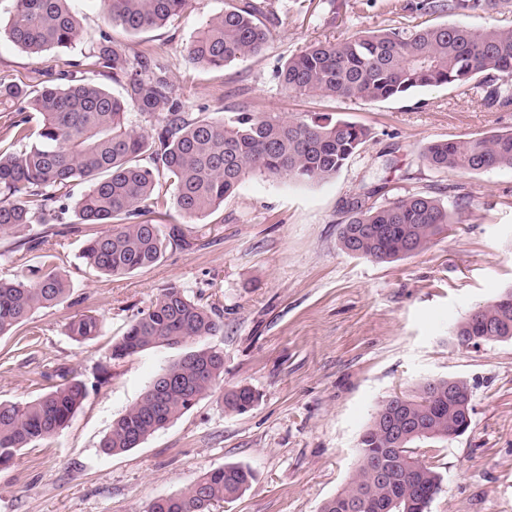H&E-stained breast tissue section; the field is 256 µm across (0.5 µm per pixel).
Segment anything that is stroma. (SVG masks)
Segmentation results:
<instances>
[{
	"instance_id": "stroma-1",
	"label": "stroma",
	"mask_w": 512,
	"mask_h": 512,
	"mask_svg": "<svg viewBox=\"0 0 512 512\" xmlns=\"http://www.w3.org/2000/svg\"><path fill=\"white\" fill-rule=\"evenodd\" d=\"M416 0H266L269 39L258 54L221 70L194 65L187 48L198 28L229 0H189L166 26L138 34L104 21L96 0H70L82 36L38 59L0 38V78L35 85L88 53L100 32L164 61L188 111L220 119L241 107L289 117L339 113L371 136L333 179L296 183L252 176L199 223L173 205L151 208L157 224L182 225L190 247L126 275L89 270L80 257L98 224L79 225L57 262L67 299L31 325L0 338V401H26L67 367L88 396L67 426L0 466V512H146L201 472L227 464L254 481L211 512H320L348 483L359 436L376 406L426 379L461 378L472 391L469 430L415 452L443 477L428 512H512V341L465 350L455 324L512 286V169L437 171L421 157L428 142L512 130V110L479 104V89L434 87L377 102L301 96L277 70L317 41L359 31L406 30L420 21ZM378 205L428 194L453 206L447 233L426 251L391 263L339 245L351 198L368 188ZM175 285L214 305L224 353L216 392L138 448L104 454L99 442L181 349L160 347L114 360L113 340L160 290ZM79 314L106 321L88 340L69 336ZM259 395L246 413H226L224 389Z\"/></svg>"
}]
</instances>
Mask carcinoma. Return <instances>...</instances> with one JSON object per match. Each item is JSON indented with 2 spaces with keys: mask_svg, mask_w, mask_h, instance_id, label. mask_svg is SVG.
<instances>
[{
  "mask_svg": "<svg viewBox=\"0 0 512 512\" xmlns=\"http://www.w3.org/2000/svg\"><path fill=\"white\" fill-rule=\"evenodd\" d=\"M70 0H16L4 27L7 39L26 53L43 58L71 47L82 33ZM188 0H99L105 20L138 34L180 16ZM502 0H419L423 15L464 16L499 8ZM263 10L253 0L232 4L203 24L187 52L190 60L222 68L259 53L268 38ZM104 73L127 76L125 95L61 74L63 84L29 88L22 80L0 79V104L14 113L0 141V233L16 235L34 224L63 229L30 238L40 251L39 265L0 280V337L32 321L70 292L57 271L59 237L69 233L70 214L80 224L115 225L88 239L82 259L106 275L131 274L157 263L169 249L189 245L178 224L143 220L151 203L164 202L161 179L174 186L173 202L194 220L218 209L249 175L286 178L300 183L330 180L367 142L368 128L339 115L283 118L242 109L228 119L193 114L177 95L167 67L145 54L129 56L103 33L90 52ZM288 91L307 96L381 101L420 88L477 84L481 103L512 107V28L473 29L462 23L358 32L340 42L318 41L278 69ZM40 117L38 130L30 113ZM422 157L439 171L485 172L512 169V131L448 138L428 143ZM86 185L73 198L71 186ZM376 189L348 202L340 232L341 248L376 262L417 255L454 223L440 200L424 194L400 197L376 206ZM104 319L82 314L69 334L91 339ZM224 330L223 316L177 286L161 290L150 306L134 314L112 343L110 357L124 359L156 347L185 352L163 369L140 399L113 422L100 441L107 454L136 448L150 436L209 396L224 373V354L203 341ZM454 335L482 342L512 340V289L463 317ZM62 382L24 402H0V465L23 448H34L58 434L88 394L86 383L62 370ZM469 390L460 378L427 379L397 402L379 403L362 433L356 469L347 485L326 500L321 512H358L362 501L372 512H428L442 476L419 463L413 445L448 440L464 415L448 398V389ZM224 411L242 414L256 401L248 385L221 395ZM379 466L399 473L396 482L375 476ZM254 479L241 465L201 473L179 493L153 499L147 512H209L217 500L243 495Z\"/></svg>",
  "mask_w": 512,
  "mask_h": 512,
  "instance_id": "obj_1",
  "label": "carcinoma"
}]
</instances>
